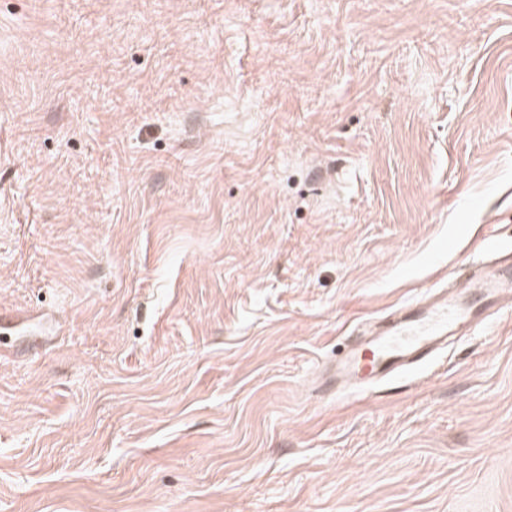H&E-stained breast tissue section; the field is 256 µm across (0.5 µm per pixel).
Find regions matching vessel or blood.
I'll use <instances>...</instances> for the list:
<instances>
[{
	"instance_id": "obj_1",
	"label": "vessel or blood",
	"mask_w": 512,
	"mask_h": 512,
	"mask_svg": "<svg viewBox=\"0 0 512 512\" xmlns=\"http://www.w3.org/2000/svg\"><path fill=\"white\" fill-rule=\"evenodd\" d=\"M504 299L512 301L511 256L474 269L453 291L402 305L377 337L347 351L338 373L359 385L395 376L425 360L438 344L461 329L490 320Z\"/></svg>"
}]
</instances>
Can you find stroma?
Instances as JSON below:
<instances>
[{"mask_svg":"<svg viewBox=\"0 0 512 512\" xmlns=\"http://www.w3.org/2000/svg\"><path fill=\"white\" fill-rule=\"evenodd\" d=\"M509 245L512 0H0V512H512ZM510 256V257H509ZM501 261L474 269L464 284L448 293L402 305L375 338L352 346L338 365L340 376L357 385L393 377L425 360L438 344L461 329L490 320L501 300L512 301L511 252Z\"/></svg>","mask_w":512,"mask_h":512,"instance_id":"obj_1","label":"stroma"}]
</instances>
